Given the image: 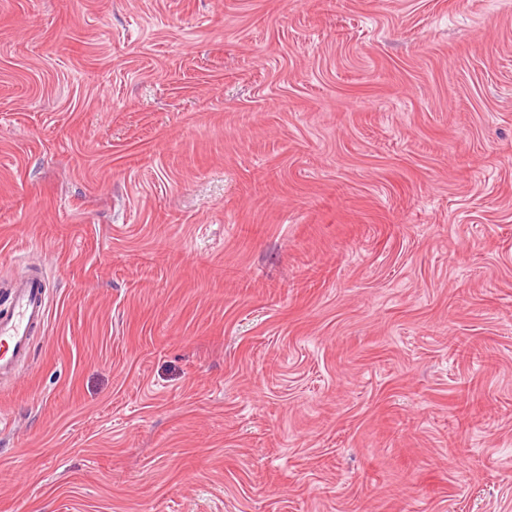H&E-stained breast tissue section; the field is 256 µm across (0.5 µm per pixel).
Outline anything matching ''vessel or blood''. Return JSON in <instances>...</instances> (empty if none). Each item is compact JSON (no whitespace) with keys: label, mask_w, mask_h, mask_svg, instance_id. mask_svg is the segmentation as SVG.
Returning <instances> with one entry per match:
<instances>
[{"label":"vessel or blood","mask_w":512,"mask_h":512,"mask_svg":"<svg viewBox=\"0 0 512 512\" xmlns=\"http://www.w3.org/2000/svg\"><path fill=\"white\" fill-rule=\"evenodd\" d=\"M49 318L45 277L31 275L17 280L9 305L0 313V378L16 373L30 353L31 338Z\"/></svg>","instance_id":"1"}]
</instances>
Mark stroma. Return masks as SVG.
<instances>
[{
  "mask_svg": "<svg viewBox=\"0 0 512 512\" xmlns=\"http://www.w3.org/2000/svg\"><path fill=\"white\" fill-rule=\"evenodd\" d=\"M0 512H512V0H0ZM49 318L45 277L31 275L17 280L9 305L0 313V378L16 373L29 357L31 338L44 329Z\"/></svg>",
  "mask_w": 512,
  "mask_h": 512,
  "instance_id": "35a3bbf8",
  "label": "stroma"
}]
</instances>
